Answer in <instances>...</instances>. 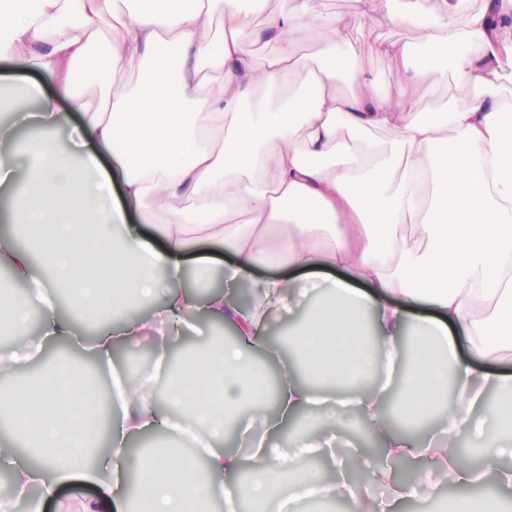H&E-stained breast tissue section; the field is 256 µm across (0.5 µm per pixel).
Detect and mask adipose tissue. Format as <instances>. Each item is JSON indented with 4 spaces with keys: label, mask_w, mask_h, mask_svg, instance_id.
<instances>
[{
    "label": "adipose tissue",
    "mask_w": 512,
    "mask_h": 512,
    "mask_svg": "<svg viewBox=\"0 0 512 512\" xmlns=\"http://www.w3.org/2000/svg\"><path fill=\"white\" fill-rule=\"evenodd\" d=\"M358 0L365 30L401 21L403 13L433 15L415 41L370 42L346 65L328 46L297 53L295 29L318 24L335 42L348 29L325 15L322 0H293L286 14L266 15L277 50L256 62L248 38L265 0H7L0 6V55L13 75L30 72L56 80V100L39 84L16 105L17 125L0 126V189L8 191L15 231L0 235V265L31 291L19 299L0 289V329L21 342L0 351V368L18 370L31 357L23 339L32 314L43 342H76L77 324L45 303L48 288L73 296L75 310L106 317L91 352L111 375L108 423L88 432L90 399L85 374L50 368L39 384L0 386V421L9 441L0 464L14 472L15 491L28 512H42L44 496L74 474L93 483L98 502L116 512H203L220 502L241 512L237 475L250 468L253 512H285L304 498L356 496L346 479L323 469L292 467L277 440L288 421L321 410L320 432H297L302 457L334 453L347 410L371 425L386 459L360 463L371 483L391 497L395 512L419 491L438 489L430 459L436 449L467 441L494 469V490L456 500L450 512H504L512 499V376L463 364L449 326L485 361L512 359V100L499 89L512 82V0ZM263 13V12H262ZM113 65L138 64L128 90L82 96L81 77L106 82L96 51ZM453 52L449 71L421 53ZM386 56L394 80L383 92L368 83L376 55ZM473 93L467 108L444 106L437 119L415 118L420 101L447 78ZM275 95L267 108L257 89ZM40 101L30 110L29 101ZM81 113L89 141L62 150L55 133L68 111ZM36 127L26 147L25 179L15 190L17 126ZM387 129L383 149L359 153L362 134ZM461 146L449 157L440 145ZM109 159L121 184L102 165ZM163 241L151 249L140 224ZM414 224L421 239L394 238ZM204 244L234 261L224 286L210 288L208 259H199L198 291L187 290L186 263ZM284 268V276L252 278L257 265ZM341 269L349 280L321 283V298L286 338L293 364L282 365L272 399L262 358V324L271 307L306 295L301 271ZM250 284L255 300L235 299ZM160 299L156 348L169 347L196 318L231 327L234 340L185 357L167 370L165 408L152 379L130 390L113 363L115 349L137 342L149 323L130 311ZM429 307V318L406 319L409 307ZM497 398L493 426L475 425L473 411L486 390ZM394 396L393 417L382 413ZM260 422V435L224 447L227 430L243 418ZM434 432H424L425 423ZM161 431L182 452L156 446L135 479H128L131 439ZM23 448L16 456L14 448ZM416 454L418 478L398 482L393 463Z\"/></svg>",
    "instance_id": "adipose-tissue-1"
}]
</instances>
